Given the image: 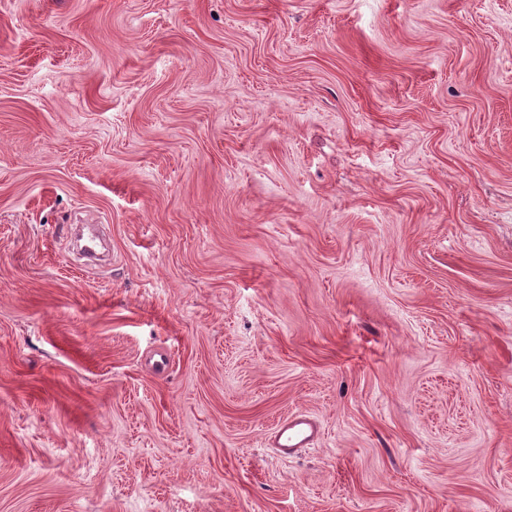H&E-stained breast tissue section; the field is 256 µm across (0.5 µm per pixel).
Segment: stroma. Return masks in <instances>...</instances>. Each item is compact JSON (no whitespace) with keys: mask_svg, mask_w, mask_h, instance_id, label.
Here are the masks:
<instances>
[{"mask_svg":"<svg viewBox=\"0 0 512 512\" xmlns=\"http://www.w3.org/2000/svg\"><path fill=\"white\" fill-rule=\"evenodd\" d=\"M0 512H512V0H0ZM317 434V425L309 416L290 415L278 425L273 444L282 455L294 456L312 445Z\"/></svg>","mask_w":512,"mask_h":512,"instance_id":"1","label":"stroma"}]
</instances>
